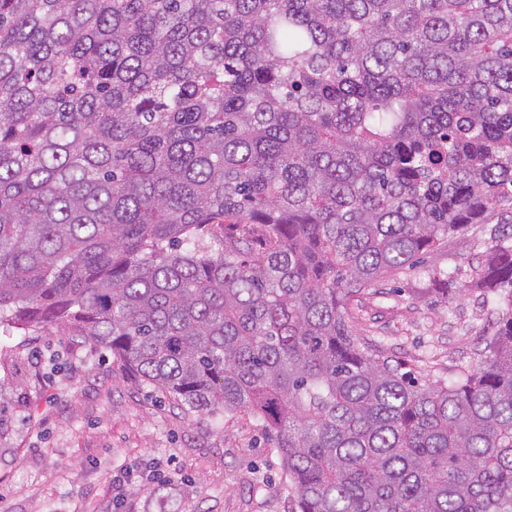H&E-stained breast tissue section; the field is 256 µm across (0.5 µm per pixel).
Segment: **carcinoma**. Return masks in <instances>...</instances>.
<instances>
[{"label":"carcinoma","instance_id":"1","mask_svg":"<svg viewBox=\"0 0 512 512\" xmlns=\"http://www.w3.org/2000/svg\"><path fill=\"white\" fill-rule=\"evenodd\" d=\"M500 208L512 0H0V327L252 414L299 512H512V244L446 382L348 313Z\"/></svg>","mask_w":512,"mask_h":512}]
</instances>
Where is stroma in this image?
<instances>
[{"label": "stroma", "mask_w": 512, "mask_h": 512, "mask_svg": "<svg viewBox=\"0 0 512 512\" xmlns=\"http://www.w3.org/2000/svg\"><path fill=\"white\" fill-rule=\"evenodd\" d=\"M496 237L469 225L379 278L350 305L354 327L421 385L478 366L503 312L473 281ZM162 495L175 512H298L253 415L182 410L55 326L0 333V512H157Z\"/></svg>", "instance_id": "stroma-1"}]
</instances>
